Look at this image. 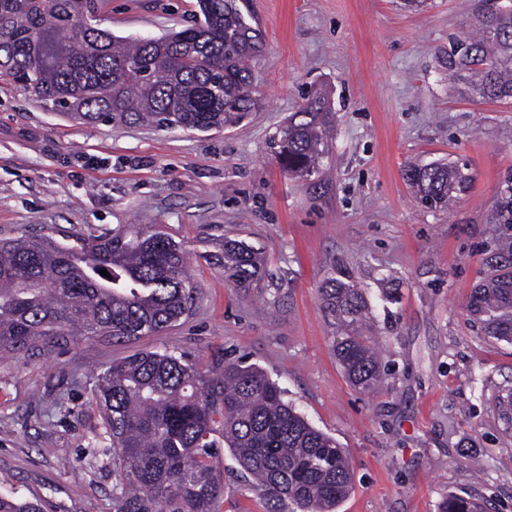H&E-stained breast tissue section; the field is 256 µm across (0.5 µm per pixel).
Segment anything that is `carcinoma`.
I'll use <instances>...</instances> for the list:
<instances>
[{"label": "carcinoma", "mask_w": 512, "mask_h": 512, "mask_svg": "<svg viewBox=\"0 0 512 512\" xmlns=\"http://www.w3.org/2000/svg\"><path fill=\"white\" fill-rule=\"evenodd\" d=\"M100 0H0V79L95 126L229 128L257 106L253 62L263 35L238 0H198L191 25L130 45L91 27ZM448 77L484 99L512 101V0L490 4L473 31L448 39ZM332 109L310 93L277 140L285 173L319 174L329 157ZM403 178L438 209L465 193L472 175L459 162L409 164ZM487 223L495 241L488 273L467 305L480 335L512 343V174L499 185ZM57 231L0 239V353L27 351L81 329L116 340L159 334L196 304L180 243L154 224L100 231L76 243ZM237 288L260 279L263 259L244 241L223 240L211 255ZM105 269L109 277L100 274ZM322 306L344 332L335 354L358 390L383 383L365 300L334 275L319 288ZM87 403L101 413L102 453L112 456V512H220L224 479L211 459L230 451L241 470L276 502L272 512H336L353 488L346 451L311 426L259 368L220 362L204 374L186 356L135 352L92 377ZM512 428V390L494 400ZM0 512H43L37 502L0 496ZM439 512H485L471 496L450 494Z\"/></svg>", "instance_id": "obj_1"}]
</instances>
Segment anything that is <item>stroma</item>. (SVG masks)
<instances>
[{
    "instance_id": "stroma-1",
    "label": "stroma",
    "mask_w": 512,
    "mask_h": 512,
    "mask_svg": "<svg viewBox=\"0 0 512 512\" xmlns=\"http://www.w3.org/2000/svg\"><path fill=\"white\" fill-rule=\"evenodd\" d=\"M103 26L126 38L182 29L197 0H110ZM483 0H243L264 36L260 107L221 131L87 127L0 81V238L57 228L155 224L180 243L195 310L159 335L67 336L0 358V495L48 512H112V459L87 405L93 374L140 349L259 366L309 423L345 448L354 486L336 512H438L452 493L512 512V433L494 397L512 388V344L478 336L466 312L491 239L487 215L512 170V103L473 98L437 51ZM330 99L331 159L301 181L273 140L305 91ZM467 163L452 208L421 203L405 166ZM265 257L252 289L204 256L218 237ZM332 271L364 292L387 369L381 392L346 379L340 334L318 288ZM223 512H266L227 450Z\"/></svg>"
}]
</instances>
